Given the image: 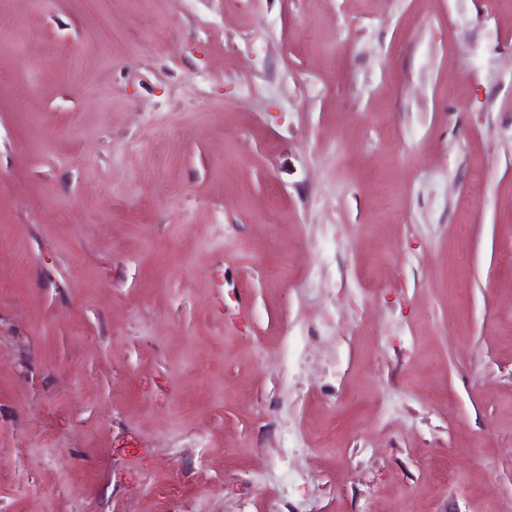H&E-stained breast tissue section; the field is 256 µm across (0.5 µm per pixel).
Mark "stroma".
Segmentation results:
<instances>
[{"label": "stroma", "instance_id": "35a3bbf8", "mask_svg": "<svg viewBox=\"0 0 512 512\" xmlns=\"http://www.w3.org/2000/svg\"><path fill=\"white\" fill-rule=\"evenodd\" d=\"M0 36V512H512V0Z\"/></svg>", "mask_w": 512, "mask_h": 512}]
</instances>
